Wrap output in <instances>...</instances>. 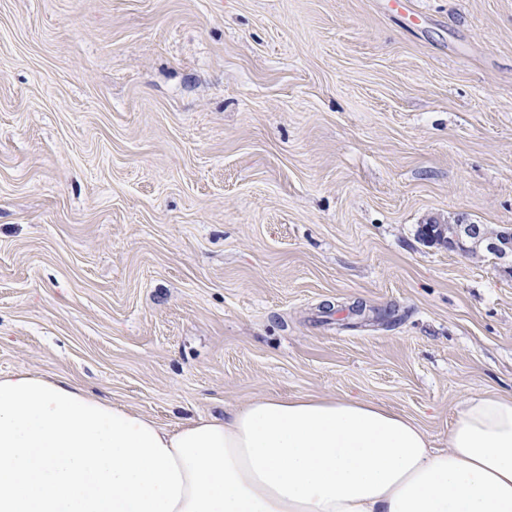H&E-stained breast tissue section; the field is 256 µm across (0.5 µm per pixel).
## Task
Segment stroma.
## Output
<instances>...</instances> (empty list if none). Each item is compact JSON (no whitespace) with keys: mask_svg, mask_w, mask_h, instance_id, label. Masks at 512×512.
Listing matches in <instances>:
<instances>
[{"mask_svg":"<svg viewBox=\"0 0 512 512\" xmlns=\"http://www.w3.org/2000/svg\"><path fill=\"white\" fill-rule=\"evenodd\" d=\"M512 0H0V373L162 425L512 395ZM448 237L445 232H441L438 241L448 244V249H459L465 252L467 247L465 242L471 239L483 238L482 230L478 224H448Z\"/></svg>","mask_w":512,"mask_h":512,"instance_id":"35a3bbf8","label":"stroma"}]
</instances>
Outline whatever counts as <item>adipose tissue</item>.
Returning <instances> with one entry per match:
<instances>
[{
    "mask_svg": "<svg viewBox=\"0 0 512 512\" xmlns=\"http://www.w3.org/2000/svg\"><path fill=\"white\" fill-rule=\"evenodd\" d=\"M0 512H512V396H469L438 451L371 402L267 396L169 429L0 373Z\"/></svg>",
    "mask_w": 512,
    "mask_h": 512,
    "instance_id": "obj_1",
    "label": "adipose tissue"
}]
</instances>
